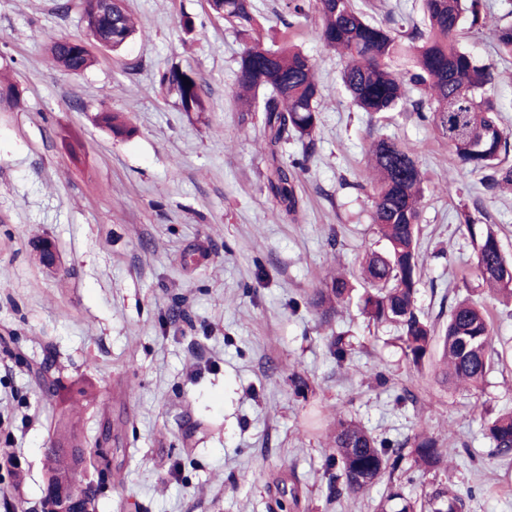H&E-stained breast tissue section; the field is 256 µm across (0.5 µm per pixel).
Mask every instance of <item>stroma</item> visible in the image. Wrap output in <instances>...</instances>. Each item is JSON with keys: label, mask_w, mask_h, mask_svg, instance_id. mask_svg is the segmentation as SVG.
<instances>
[{"label": "stroma", "mask_w": 512, "mask_h": 512, "mask_svg": "<svg viewBox=\"0 0 512 512\" xmlns=\"http://www.w3.org/2000/svg\"><path fill=\"white\" fill-rule=\"evenodd\" d=\"M288 2L253 0L264 44L298 45L322 83L313 141L282 148L303 166L290 215L266 187L261 113L232 102L249 39L206 0H126L137 33L116 52L90 44L96 62L79 76L53 62L50 45L84 38L82 0H0V71L20 90L19 107L0 112V336L25 358L0 351V451L18 461L0 512H35L53 418L79 386L94 397L78 410L83 434L112 426L97 512H373L386 480L340 497L326 469L340 416L379 439L423 428L442 440L449 470L407 468V495L449 481L469 512H512V460L484 433L487 416L512 409V364L480 389H455L436 374L440 350L414 368L395 327L359 303L328 322L310 303L335 269L358 271L365 252L385 248L364 182L372 142L391 137L415 148L430 185L418 308L442 325L456 300L472 298L497 344L512 346V299L484 288L465 223L490 228L512 262V189H484L413 109L359 111L341 83L344 59L318 37L313 0L301 15ZM486 2L487 24L463 29L460 43L493 64L497 119L512 135V58L495 50L512 0ZM355 5L385 24L422 22L420 0ZM174 66L195 73L206 112H183L161 88ZM104 111L134 135L114 137L98 121ZM42 238L57 269L39 260ZM338 334L352 346L341 366L330 349ZM37 367L58 379L57 396H43ZM295 373L308 378V398L295 395Z\"/></svg>", "instance_id": "1"}]
</instances>
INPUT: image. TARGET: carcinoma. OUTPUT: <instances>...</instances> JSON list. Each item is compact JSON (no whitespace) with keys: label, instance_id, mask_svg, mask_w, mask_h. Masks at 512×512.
I'll use <instances>...</instances> for the list:
<instances>
[{"label":"carcinoma","instance_id":"1","mask_svg":"<svg viewBox=\"0 0 512 512\" xmlns=\"http://www.w3.org/2000/svg\"><path fill=\"white\" fill-rule=\"evenodd\" d=\"M322 43L347 60L341 81L357 108L370 115L393 112L409 105H428V119L459 161L491 189L512 186V137L504 133L493 115L496 99L488 92L493 72L459 43L463 22L471 28L484 25L483 0H422L426 28L401 34L379 25L356 8L354 0H316ZM208 8L242 34L255 30L252 0H207ZM84 19L89 36L100 47L117 51L137 32L123 0H84ZM499 51L512 56V24L496 29ZM53 59L67 72L78 75L95 58L85 43L67 37L51 42ZM407 58L404 70L394 63ZM160 85L175 92L185 112H204L206 102L200 83L190 70L173 67L163 73ZM322 91L316 65L302 49L284 43L267 47L253 40L237 62L234 101L240 112H251L263 97V138L268 150L269 193L288 212L295 211L296 164L283 161L279 146L288 138L310 139L320 122ZM17 86L0 80V111L19 101ZM115 137H129L134 128L118 116L100 117ZM369 183L373 192L372 223L386 241V249L362 259L361 275L368 290L360 297L363 312L378 324H391L399 332L401 349L410 364L419 368L439 344L441 382L477 389L491 368L505 364L494 346L492 326L484 308L462 300L448 315L441 331L417 308L422 262L418 250L419 218L428 189L413 147L381 138L370 147ZM477 241V269L488 288L512 298V262L501 250L497 236L467 221ZM354 288L343 274L330 277L317 290L311 304L329 321L351 300ZM495 455L512 456V410L485 422ZM86 439L70 410L61 412L56 425L58 449L45 454L46 472L57 483L74 480L88 468L112 475L108 451L98 445L85 447ZM430 474L448 469V456L438 440L422 432L403 441L379 440L352 419H336L327 469L336 470V496L357 495L383 476L391 480L375 512H465L466 500L438 484L421 498L404 494L394 474L406 460ZM15 477L12 455L0 456V484Z\"/></svg>","mask_w":512,"mask_h":512}]
</instances>
